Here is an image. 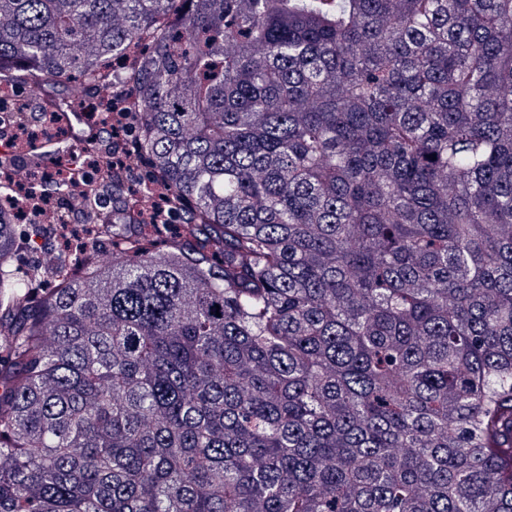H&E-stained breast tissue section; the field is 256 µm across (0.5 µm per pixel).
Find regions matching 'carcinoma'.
Listing matches in <instances>:
<instances>
[{
    "instance_id": "obj_1",
    "label": "carcinoma",
    "mask_w": 512,
    "mask_h": 512,
    "mask_svg": "<svg viewBox=\"0 0 512 512\" xmlns=\"http://www.w3.org/2000/svg\"><path fill=\"white\" fill-rule=\"evenodd\" d=\"M21 76L162 218L20 272L0 198V512H512V0H0ZM79 91L80 87L78 83L76 81H71L65 84L41 85L39 86V93L37 95L40 98L47 96L58 101L59 99L65 101L75 98ZM63 101L59 102L63 103Z\"/></svg>"
}]
</instances>
